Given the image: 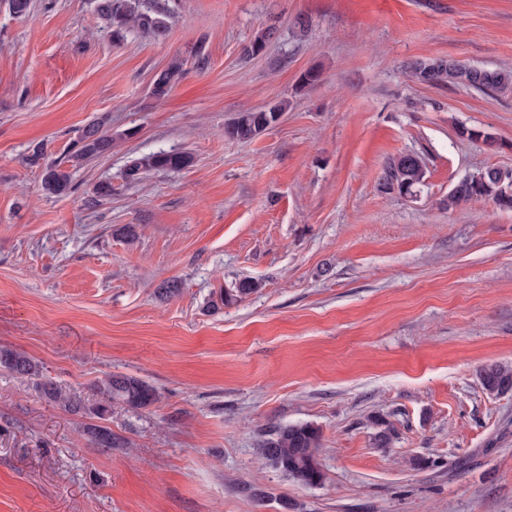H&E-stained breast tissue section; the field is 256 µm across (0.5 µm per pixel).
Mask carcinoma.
Segmentation results:
<instances>
[{
    "instance_id": "cac0c4a2",
    "label": "carcinoma",
    "mask_w": 512,
    "mask_h": 512,
    "mask_svg": "<svg viewBox=\"0 0 512 512\" xmlns=\"http://www.w3.org/2000/svg\"><path fill=\"white\" fill-rule=\"evenodd\" d=\"M178 6L179 0H96L95 10L115 40L120 41L127 32L135 31L144 38L160 42L167 37ZM277 38V28L268 25L260 28L243 47V57L259 55ZM408 70L411 78L429 86L452 85L486 94H512L511 69L478 67L462 60L435 58L415 60L409 63ZM184 74L183 61L173 60L154 74L150 96L157 101L167 98ZM287 109L288 101L280 100L261 109L239 112L224 124V137L250 140L274 127ZM88 127L90 131L79 134L65 156L66 162L74 167L112 151V132L104 127V122L93 121ZM193 162V155L186 151H157L132 158L123 171V179L132 183L148 171H178L191 166ZM500 174V169L486 167L459 180L448 193V207L484 199L502 209L512 210V183L501 180ZM425 176L423 159L414 153H403L388 160L378 188L383 193L395 192L414 197L424 185ZM42 189L45 194L54 197L66 196L72 191L70 172L62 167V162L46 167ZM260 287V282L243 278L233 287L224 289L219 299L224 305L238 302ZM0 368L29 380L39 377L38 368L28 356L9 348H0ZM480 379L483 389L490 394L512 390V369L507 366L486 367ZM36 387L49 400L71 410L83 409L98 420L106 419L114 403H122L131 409H144L157 400L155 389L146 381L122 374H109L92 385L91 390L97 399L89 406L77 394L65 391L52 382H38ZM375 425L377 431L372 437L373 445L377 448L390 447L394 434L391 424L377 420ZM92 435L104 448L126 445L124 439L105 426H94ZM320 446L321 432L317 426L311 423L279 425L262 435L260 453L266 462L283 474L304 485L317 486L324 481V472L316 457Z\"/></svg>"
}]
</instances>
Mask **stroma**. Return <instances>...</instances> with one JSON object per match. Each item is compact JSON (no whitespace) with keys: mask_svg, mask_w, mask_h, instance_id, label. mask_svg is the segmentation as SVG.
Wrapping results in <instances>:
<instances>
[{"mask_svg":"<svg viewBox=\"0 0 512 512\" xmlns=\"http://www.w3.org/2000/svg\"><path fill=\"white\" fill-rule=\"evenodd\" d=\"M266 25L278 40L243 58ZM176 56L186 75L152 99ZM434 57L512 67V0H180L163 42L118 45L93 0L23 19L0 0V348L88 403L113 373L157 393L113 405L127 445L101 448L92 418L0 370V512H512V392L479 379L512 366V210L443 205L467 175L512 172V95L409 76ZM280 99L275 127L225 138ZM95 120L111 152L46 195L45 165ZM162 150L194 162L123 180ZM402 153L426 164L413 198L378 189ZM244 277L259 289L218 305ZM297 423L322 431L321 485L258 454ZM288 109V101L280 100L261 109L238 112L224 124V136L230 140L247 141L274 127ZM483 389L490 394H502L512 390V369L502 365H491L480 374Z\"/></svg>","mask_w":512,"mask_h":512,"instance_id":"1","label":"stroma"}]
</instances>
